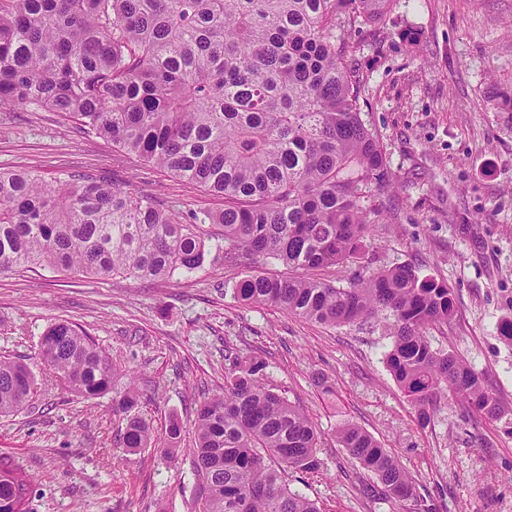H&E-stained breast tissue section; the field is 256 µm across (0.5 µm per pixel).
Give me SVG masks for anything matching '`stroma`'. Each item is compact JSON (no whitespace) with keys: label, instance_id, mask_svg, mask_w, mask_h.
Here are the masks:
<instances>
[{"label":"stroma","instance_id":"stroma-1","mask_svg":"<svg viewBox=\"0 0 512 512\" xmlns=\"http://www.w3.org/2000/svg\"><path fill=\"white\" fill-rule=\"evenodd\" d=\"M360 80L361 118L378 135L391 191L368 188L364 204L382 220L361 259L317 270L345 285L400 263L446 284L455 314L432 327L433 348L481 374L501 405L497 418L441 399L420 426L385 364L381 323L330 327L270 306L239 301L244 266L205 263L169 280L97 279L38 267L0 276V355L26 359L33 400L0 416V457L35 479L29 512H196L187 459L195 402L224 389L228 352L263 357L265 383L308 415L318 434V472L291 487L321 512H512V345L499 324L512 317V0H394L378 24L342 34ZM32 168L46 181L92 172L195 213L223 199L143 169L111 141L34 107L0 112V168ZM66 320L110 355L112 389L85 399L41 364L38 341ZM136 388L133 410L157 437L171 418L185 430L173 458L131 452L112 404ZM351 421L393 452L411 475L409 500L367 497L373 483L336 440Z\"/></svg>","mask_w":512,"mask_h":512}]
</instances>
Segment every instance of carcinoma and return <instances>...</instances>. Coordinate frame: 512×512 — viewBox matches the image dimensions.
<instances>
[{"instance_id":"obj_1","label":"carcinoma","mask_w":512,"mask_h":512,"mask_svg":"<svg viewBox=\"0 0 512 512\" xmlns=\"http://www.w3.org/2000/svg\"><path fill=\"white\" fill-rule=\"evenodd\" d=\"M392 0H0V111L37 107L78 122L142 167L168 171L224 198L191 217L173 205L89 174L53 184L33 170L0 171V273L44 266L106 279H169L224 262L275 259L295 271L247 272L234 285L247 304L343 326L384 319L386 366L431 423L440 397L499 415L497 398L469 364L432 348L427 330L450 320L447 285L409 264L336 286L308 272L360 255L380 214L365 189L389 186L387 158L359 111V81L338 33L375 23ZM224 227L210 246L205 223ZM38 356L70 391L112 389V358L75 325L43 331ZM224 392L202 397L188 456L198 512H320L288 474L320 468L318 433L303 410L263 384L267 363L229 353ZM31 368L0 357V416L27 408ZM137 417L120 440L131 451L174 454ZM336 437L385 496H413L392 452L352 422ZM32 481L0 458V498L28 512Z\"/></svg>"}]
</instances>
